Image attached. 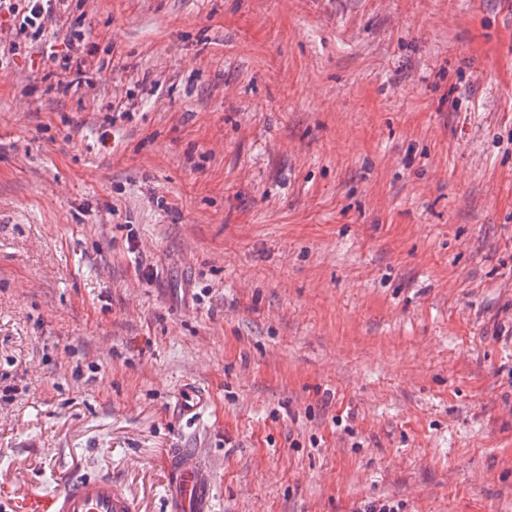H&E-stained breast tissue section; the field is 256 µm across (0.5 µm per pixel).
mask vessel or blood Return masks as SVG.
Listing matches in <instances>:
<instances>
[{
  "label": "vessel or blood",
  "mask_w": 512,
  "mask_h": 512,
  "mask_svg": "<svg viewBox=\"0 0 512 512\" xmlns=\"http://www.w3.org/2000/svg\"><path fill=\"white\" fill-rule=\"evenodd\" d=\"M210 392L188 381L177 391L173 411L185 422L198 420L211 404ZM166 512H214L213 476L191 448H176L167 462ZM13 512H137L136 501L111 475L79 476L54 490L26 489L9 499Z\"/></svg>",
  "instance_id": "1"
}]
</instances>
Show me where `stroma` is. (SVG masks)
Segmentation results:
<instances>
[{"label": "stroma", "mask_w": 512, "mask_h": 512, "mask_svg": "<svg viewBox=\"0 0 512 512\" xmlns=\"http://www.w3.org/2000/svg\"><path fill=\"white\" fill-rule=\"evenodd\" d=\"M69 19L78 87L0 72V512L100 473L164 512L175 448L215 512H512V0ZM173 411L185 422H195L211 404L210 392L195 381L185 382L177 391Z\"/></svg>", "instance_id": "obj_1"}]
</instances>
